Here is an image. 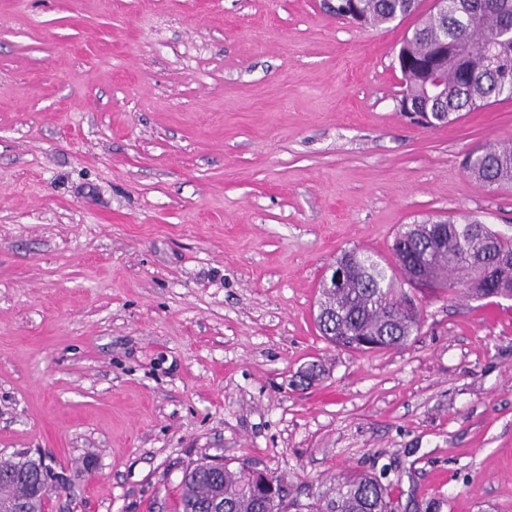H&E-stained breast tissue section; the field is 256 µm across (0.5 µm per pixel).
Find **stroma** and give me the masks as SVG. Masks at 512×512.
Listing matches in <instances>:
<instances>
[{
    "label": "stroma",
    "mask_w": 512,
    "mask_h": 512,
    "mask_svg": "<svg viewBox=\"0 0 512 512\" xmlns=\"http://www.w3.org/2000/svg\"><path fill=\"white\" fill-rule=\"evenodd\" d=\"M431 8L0 0V458L66 476L46 512H175L203 459L304 503L364 472L396 512H512V300L423 294L372 354L314 322L342 251L462 213L512 230V189L464 167L512 101L397 109ZM418 6V0H359L358 12L364 27L378 28L416 12ZM398 107L400 112L409 115L412 119L417 120L423 124L432 126L434 122L431 119V113L427 105L415 99L412 96H402L398 100Z\"/></svg>",
    "instance_id": "stroma-1"
}]
</instances>
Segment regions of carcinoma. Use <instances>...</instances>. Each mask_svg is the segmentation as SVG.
Instances as JSON below:
<instances>
[{"label": "carcinoma", "mask_w": 512, "mask_h": 512, "mask_svg": "<svg viewBox=\"0 0 512 512\" xmlns=\"http://www.w3.org/2000/svg\"><path fill=\"white\" fill-rule=\"evenodd\" d=\"M419 0H359V14L366 27L378 28L417 11ZM402 48L413 62L428 58L433 47L448 38V75L439 92L448 99V118L485 108L501 99H512V0H448V15L427 17ZM404 89L423 97L425 79L413 69L403 74ZM470 178L482 184L512 187V141H499L467 157ZM445 223L433 243L427 225ZM408 241L428 273L429 291L450 295L461 290L473 300L512 296V236L472 217L428 219L409 224L394 240ZM348 276L336 288L323 284L317 302L316 323L332 344L356 352L400 347L421 328L418 289L406 268L382 262L372 253L345 251ZM275 487L244 467L215 470L200 462L186 470L180 482L178 512H394L388 487L366 474L344 477L332 492L315 502L289 499L284 478L269 475ZM42 485L37 466L22 468L20 461L0 460V502L15 512H43L45 503L30 500L31 488Z\"/></svg>", "instance_id": "cac0c4a2"}]
</instances>
